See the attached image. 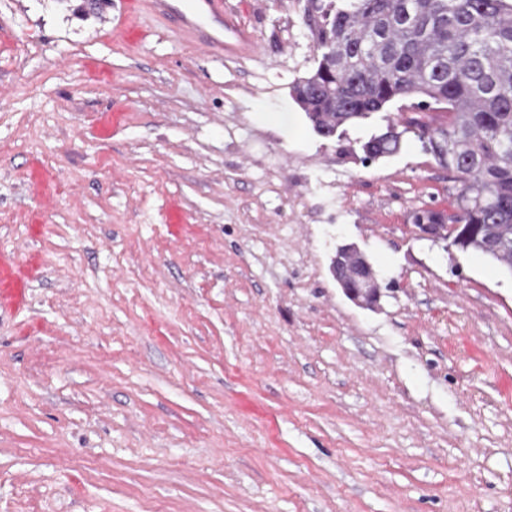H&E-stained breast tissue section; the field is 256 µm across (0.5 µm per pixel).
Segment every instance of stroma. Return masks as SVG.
<instances>
[{
  "label": "stroma",
  "instance_id": "obj_1",
  "mask_svg": "<svg viewBox=\"0 0 512 512\" xmlns=\"http://www.w3.org/2000/svg\"><path fill=\"white\" fill-rule=\"evenodd\" d=\"M80 4L0 0V512H512V275L420 237L447 171L313 129L301 0H226L222 60ZM331 271L346 296L361 306L374 307L381 298V284L370 263L356 248L341 249Z\"/></svg>",
  "mask_w": 512,
  "mask_h": 512
}]
</instances>
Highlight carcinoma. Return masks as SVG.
Returning <instances> with one entry per match:
<instances>
[{"instance_id": "obj_1", "label": "carcinoma", "mask_w": 512, "mask_h": 512, "mask_svg": "<svg viewBox=\"0 0 512 512\" xmlns=\"http://www.w3.org/2000/svg\"><path fill=\"white\" fill-rule=\"evenodd\" d=\"M317 58L294 85L316 131L331 134L414 98L403 130L362 145L391 156L411 133L456 183L448 212L414 224H461L451 244L512 272V0H304ZM442 110L438 116L430 110Z\"/></svg>"}]
</instances>
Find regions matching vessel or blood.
Returning <instances> with one entry per match:
<instances>
[{
	"label": "vessel or blood",
	"mask_w": 512,
	"mask_h": 512,
	"mask_svg": "<svg viewBox=\"0 0 512 512\" xmlns=\"http://www.w3.org/2000/svg\"><path fill=\"white\" fill-rule=\"evenodd\" d=\"M152 12L174 23L192 42L215 57H223L226 37L250 45L251 35L228 22L224 0H148Z\"/></svg>",
	"instance_id": "obj_1"
}]
</instances>
